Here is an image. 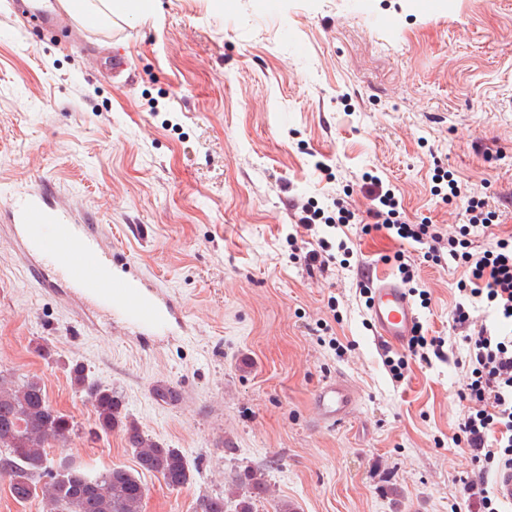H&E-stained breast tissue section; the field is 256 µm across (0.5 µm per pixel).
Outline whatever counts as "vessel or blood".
<instances>
[{
  "label": "vessel or blood",
  "mask_w": 512,
  "mask_h": 512,
  "mask_svg": "<svg viewBox=\"0 0 512 512\" xmlns=\"http://www.w3.org/2000/svg\"><path fill=\"white\" fill-rule=\"evenodd\" d=\"M79 13L78 0H40L35 18L49 27L60 23L73 29ZM1 221L14 224L25 251L34 257L29 267L34 278L53 269L56 278L68 282L82 299L128 315L145 328L174 317L173 304L140 280L113 278L112 251L103 242L100 225L59 205L50 188L0 200ZM368 311L377 343L406 347L418 313L405 288L394 279L378 278L371 285ZM313 406L320 423L333 426L351 415L355 396L344 380L325 381L314 391Z\"/></svg>",
  "instance_id": "1"
}]
</instances>
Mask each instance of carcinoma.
Segmentation results:
<instances>
[{
  "label": "carcinoma",
  "instance_id": "carcinoma-1",
  "mask_svg": "<svg viewBox=\"0 0 512 512\" xmlns=\"http://www.w3.org/2000/svg\"><path fill=\"white\" fill-rule=\"evenodd\" d=\"M74 383L83 388L96 411L98 430L125 432L140 472L160 477L172 490L186 485L192 477L178 448H168L142 434L137 425L121 416L119 401L112 390L86 381L83 369H71ZM73 431L69 418L47 401L39 380L21 384L0 370V472L9 476L14 497L20 501L42 493L46 512H141L146 492L141 480L123 468L90 475L77 467L54 465L47 448L52 440ZM49 478L43 482V478ZM231 493L235 512H255L256 501L268 495L264 473L245 470ZM196 512H227L224 495L201 498Z\"/></svg>",
  "mask_w": 512,
  "mask_h": 512
}]
</instances>
